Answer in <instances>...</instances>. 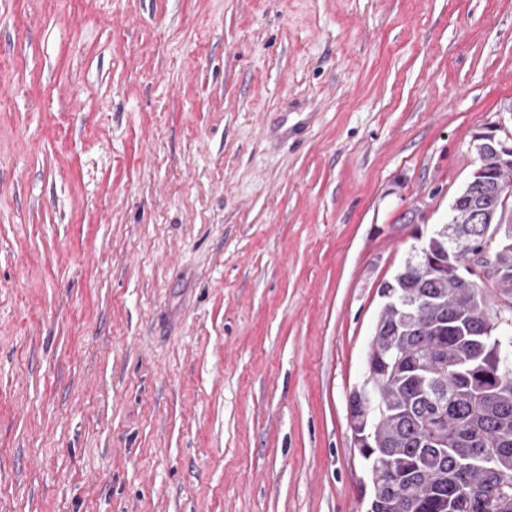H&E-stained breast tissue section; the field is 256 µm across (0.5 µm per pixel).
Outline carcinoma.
<instances>
[{
    "instance_id": "1",
    "label": "carcinoma",
    "mask_w": 512,
    "mask_h": 512,
    "mask_svg": "<svg viewBox=\"0 0 512 512\" xmlns=\"http://www.w3.org/2000/svg\"><path fill=\"white\" fill-rule=\"evenodd\" d=\"M485 168L472 174L452 204L450 222L434 231L393 280L397 305H383L367 358L376 378L350 394L355 412L372 400L360 455L371 491L366 512H512V326L489 325L492 302L512 300V246L490 255L493 281L474 288L431 260L462 261L475 242L455 226L474 210L512 237V221L495 208L512 188V163L485 145ZM446 411L435 434L424 421Z\"/></svg>"
}]
</instances>
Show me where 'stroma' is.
<instances>
[{
  "mask_svg": "<svg viewBox=\"0 0 512 512\" xmlns=\"http://www.w3.org/2000/svg\"><path fill=\"white\" fill-rule=\"evenodd\" d=\"M512 131V0H0V512H366L379 288Z\"/></svg>",
  "mask_w": 512,
  "mask_h": 512,
  "instance_id": "35a3bbf8",
  "label": "stroma"
}]
</instances>
